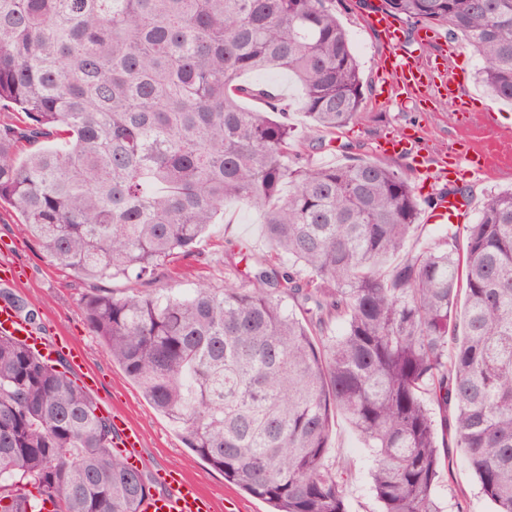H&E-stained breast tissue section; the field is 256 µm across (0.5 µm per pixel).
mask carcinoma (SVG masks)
Instances as JSON below:
<instances>
[{"label": "carcinoma", "mask_w": 512, "mask_h": 512, "mask_svg": "<svg viewBox=\"0 0 512 512\" xmlns=\"http://www.w3.org/2000/svg\"><path fill=\"white\" fill-rule=\"evenodd\" d=\"M381 2L463 36L512 103V0ZM269 69L300 84L306 138L359 120L336 0H0V204L94 280L154 279L227 201L262 209L272 253L249 255L251 287L229 282L230 250L221 290L87 298L112 360L270 512H348L338 413L381 512H442L450 444L512 512V191L407 247L436 198L381 162L294 151L288 108L239 81ZM149 493L69 371L0 335V512H140Z\"/></svg>", "instance_id": "obj_1"}]
</instances>
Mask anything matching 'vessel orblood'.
Instances as JSON below:
<instances>
[{"mask_svg":"<svg viewBox=\"0 0 512 512\" xmlns=\"http://www.w3.org/2000/svg\"><path fill=\"white\" fill-rule=\"evenodd\" d=\"M367 25L386 46L379 67L389 80L378 89L379 97L389 101L399 91L433 108L443 100L451 102L460 111L469 107V100L459 95L458 73L431 74L417 57L400 53L399 47L406 39V32L398 20L383 10L373 9L367 15ZM377 150L385 156L409 155L420 159L424 156L426 145L422 136L404 133L382 139L377 144ZM448 156V161L436 169V180L453 184L466 173L479 176L488 171L479 153L452 146L448 149ZM471 211V202L451 195L438 201L431 209L428 220L433 224H463ZM0 335L14 337L52 357L64 356L71 370L80 373L87 387L97 386V377L85 370L87 355L84 348L67 341L55 344L46 342L39 331L31 328L17 313L13 304L4 300L0 301ZM112 437L114 447L122 449L125 463L131 467H141L143 433L124 412L112 414ZM141 512H214V503L196 481L181 477L170 479L165 492L148 495L141 505Z\"/></svg>","mask_w":512,"mask_h":512,"instance_id":"1","label":"vessel or blood"}]
</instances>
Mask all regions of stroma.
Returning a JSON list of instances; mask_svg holds the SVG:
<instances>
[{"instance_id":"1","label":"stroma","mask_w":512,"mask_h":512,"mask_svg":"<svg viewBox=\"0 0 512 512\" xmlns=\"http://www.w3.org/2000/svg\"><path fill=\"white\" fill-rule=\"evenodd\" d=\"M337 15L349 34L359 62L364 90L363 117L336 133L323 134V141H335L336 146L331 150L309 152L313 163H342L352 155L363 159L380 158L393 169L406 173L421 194H435L441 191V184L425 179L409 157H379L375 150L378 140L416 129L425 139L432 160L436 161L447 151L449 144L467 139L470 129L482 127L484 114L490 111L505 114L507 120L500 123L496 133L490 134L485 145L486 150L496 156L497 166L493 174L477 177L468 183L474 210H481L491 194L512 188V152L507 149L512 143V105L495 99L478 82L477 72L481 66L478 56L464 50L458 58L448 62L449 70L465 73L461 94L480 103L467 123L457 122L451 107L446 105L439 106L437 111L425 112L413 102L402 105L379 102L375 99V91L383 80L378 65L385 49L379 37L366 27V12L356 6L354 0H347L345 6L339 7ZM245 80L266 84L283 102L288 103L294 125L295 148L309 151L303 139L306 118L299 105L300 87L286 73L276 70L258 76L249 74ZM344 143L352 145V152L341 151L340 146ZM20 224V216L10 207H0V264L11 266L18 275L13 288L15 297L38 310L47 341L68 337L85 348L88 368L99 377L98 385L91 388L90 393L100 410L108 414L114 408L123 409L143 432L142 452L147 475H154L161 467H174L196 480L214 498L217 512H267L266 503L225 481L223 473L187 448L181 428L152 407L121 367L113 362L106 347L87 327L83 315L84 300L94 292L119 297L172 288L186 294L201 284L220 288L228 280L241 288L250 287L248 261H241L235 275L225 278L224 251L235 247L247 253L268 252L270 244L262 232L260 209L236 201L226 202L223 216L216 224L210 225L193 253L176 255L165 278L157 282L132 277L104 281L79 277L71 270L52 263L38 243L22 232ZM448 455L452 461L451 471L443 475L437 489V497L445 512H455V505L459 502L463 503L466 512H492L491 503L482 495L459 451L449 449ZM330 457L356 467L347 497L350 512H377L379 504L374 497L365 462L367 450L359 434L341 416L337 417L332 428Z\"/></svg>"}]
</instances>
